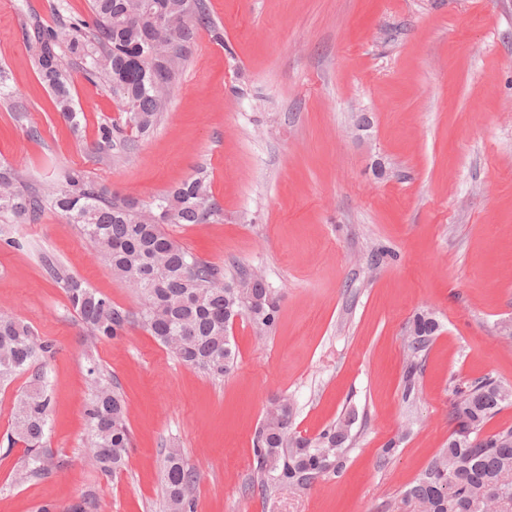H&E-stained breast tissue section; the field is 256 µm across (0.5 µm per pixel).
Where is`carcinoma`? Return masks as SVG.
I'll return each instance as SVG.
<instances>
[{
	"mask_svg": "<svg viewBox=\"0 0 512 512\" xmlns=\"http://www.w3.org/2000/svg\"><path fill=\"white\" fill-rule=\"evenodd\" d=\"M89 9V21L64 19L50 26L30 18L24 36L36 71L51 90L56 110L73 120L65 57L79 60L84 77L108 83L127 123L146 133L165 111L167 91L181 74L198 30L212 25L206 0H90ZM47 209L79 225L96 259L141 300L139 310L131 313L47 262V271L85 326L88 347L121 335L136 321L183 363L222 379L235 360L226 323L244 317L259 335L275 328L278 302L262 271L228 275L165 229L167 224H205L220 217L205 177L185 180L168 194L139 205L98 190L78 169L69 170L64 185L45 195L29 190L21 171L0 165V218L34 221ZM438 331L430 313L415 315L404 344L407 402L419 397L420 361ZM52 353V343L30 325L0 314V383L34 371L33 383L12 408L13 434L26 446L20 481L55 468L41 451L51 405L42 367ZM86 378L91 395L85 407L90 458L102 475L111 476L122 469L131 447L126 400L94 359L89 360ZM511 401L512 390L492 378L454 386L451 419L459 430L407 490L421 512H488L501 502L512 503V425L488 435L478 448L471 445ZM292 415L293 405L284 398L266 411L255 431L251 486L265 494L304 492L318 479L339 476L347 467L354 413L314 439L292 432ZM194 483L182 450L168 448L166 512H195L190 496Z\"/></svg>",
	"mask_w": 512,
	"mask_h": 512,
	"instance_id": "cac0c4a2",
	"label": "carcinoma"
}]
</instances>
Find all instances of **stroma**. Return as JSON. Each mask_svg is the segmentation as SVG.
Wrapping results in <instances>:
<instances>
[{
	"label": "stroma",
	"mask_w": 512,
	"mask_h": 512,
	"mask_svg": "<svg viewBox=\"0 0 512 512\" xmlns=\"http://www.w3.org/2000/svg\"><path fill=\"white\" fill-rule=\"evenodd\" d=\"M167 108L148 134L125 127L105 82L70 64L77 117L56 112L23 37L87 17L88 0H0V163L33 189L61 187L70 169L149 203L205 174L220 219L168 233L226 270L260 269L279 300L274 330L238 320L235 368L214 379L180 362L140 325L86 345L63 270L128 311L138 297L53 211L0 226V313L28 323L54 353L46 366L50 475L16 481L26 449L9 444L11 408L31 381L0 386V512H164L165 448L197 480L196 512H420L410 483L447 446L455 384L492 376L512 386V0H207ZM122 129L98 154L103 125ZM19 246L7 245V238ZM440 330L403 400L410 322ZM96 360L127 403L125 467L102 476L86 455V367ZM293 404V430L316 437L348 409L342 476L304 493L251 489L252 439L267 407ZM398 439L396 454L379 453Z\"/></svg>",
	"instance_id": "obj_1"
}]
</instances>
